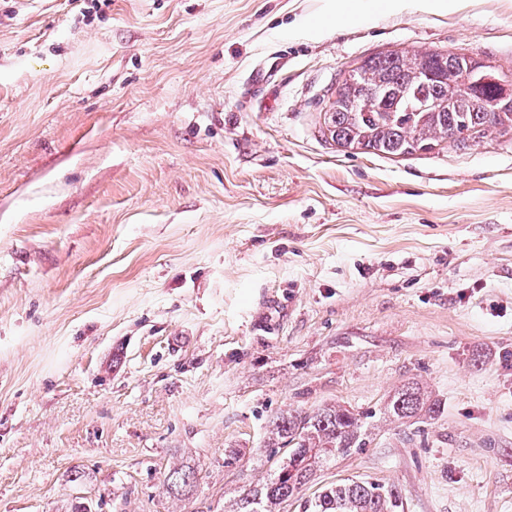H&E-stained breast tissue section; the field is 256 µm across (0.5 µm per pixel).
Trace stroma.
Masks as SVG:
<instances>
[{"mask_svg":"<svg viewBox=\"0 0 512 512\" xmlns=\"http://www.w3.org/2000/svg\"><path fill=\"white\" fill-rule=\"evenodd\" d=\"M437 49L512 76V0H0V512H224L324 404L370 443L284 512L347 479L512 512V134L325 126L362 61ZM412 382L440 414L390 422ZM194 471L185 466H174L165 475L164 483L167 489L175 493L186 491L194 483Z\"/></svg>","mask_w":512,"mask_h":512,"instance_id":"stroma-1","label":"stroma"}]
</instances>
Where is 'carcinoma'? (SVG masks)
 <instances>
[{
  "label": "carcinoma",
  "mask_w": 512,
  "mask_h": 512,
  "mask_svg": "<svg viewBox=\"0 0 512 512\" xmlns=\"http://www.w3.org/2000/svg\"><path fill=\"white\" fill-rule=\"evenodd\" d=\"M494 66L466 54L434 50L424 54L391 50L364 60L337 85L325 125L336 144L391 156L426 152L449 143L465 148L512 132V96ZM439 401L417 385L390 396L383 415L405 425L433 418ZM368 413L326 404L287 411L269 423L268 447H286L269 477L244 490L225 512H280L329 462L366 447ZM167 489L180 493L194 483V471L174 466ZM303 512H403L397 489L365 479L331 485L302 503Z\"/></svg>",
  "instance_id": "carcinoma-1"
}]
</instances>
